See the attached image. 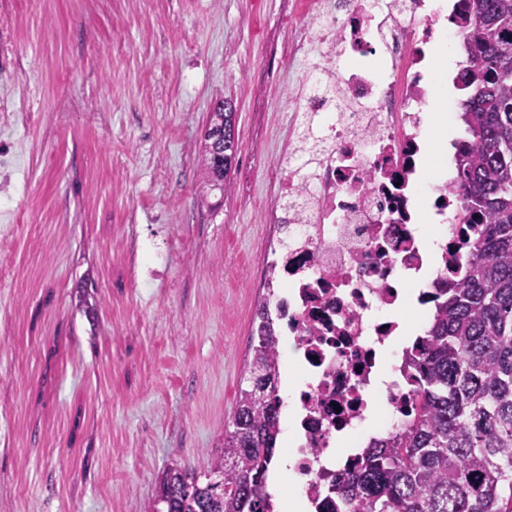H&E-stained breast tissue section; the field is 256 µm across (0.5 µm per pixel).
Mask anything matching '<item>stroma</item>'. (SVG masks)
<instances>
[{
	"instance_id": "obj_1",
	"label": "stroma",
	"mask_w": 512,
	"mask_h": 512,
	"mask_svg": "<svg viewBox=\"0 0 512 512\" xmlns=\"http://www.w3.org/2000/svg\"><path fill=\"white\" fill-rule=\"evenodd\" d=\"M289 2L0 0V512H153L167 467L220 455L320 60L289 59ZM221 98L223 192L197 154Z\"/></svg>"
}]
</instances>
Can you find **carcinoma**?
Wrapping results in <instances>:
<instances>
[{
	"mask_svg": "<svg viewBox=\"0 0 512 512\" xmlns=\"http://www.w3.org/2000/svg\"><path fill=\"white\" fill-rule=\"evenodd\" d=\"M456 25L473 45L458 73L467 97L456 193L462 220L478 228L457 282L433 290L429 326L406 350L415 412L332 482L334 512H512V0H462ZM234 116L217 101L200 151L206 185L222 191ZM278 374L266 324L223 454L202 475L167 467L154 512H273L264 487L281 432Z\"/></svg>",
	"mask_w": 512,
	"mask_h": 512,
	"instance_id": "cac0c4a2",
	"label": "carcinoma"
}]
</instances>
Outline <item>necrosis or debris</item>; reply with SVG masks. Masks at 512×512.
Masks as SVG:
<instances>
[{
	"instance_id": "1",
	"label": "necrosis or debris",
	"mask_w": 512,
	"mask_h": 512,
	"mask_svg": "<svg viewBox=\"0 0 512 512\" xmlns=\"http://www.w3.org/2000/svg\"><path fill=\"white\" fill-rule=\"evenodd\" d=\"M447 13V0H312L304 39L288 47L292 56L325 48L305 109L321 117L331 147L311 170L289 160L282 192L309 207L274 220L261 286L276 344L305 378L291 411L300 438L294 474L312 512L357 458L371 407L384 410L387 431L413 411L415 385L404 365L396 367L400 381L373 390L403 334L409 282L427 269L454 279L468 252L473 227L459 222L456 193L423 195L418 170L434 90L430 63L449 36L440 25ZM328 70L359 111L338 119L322 105ZM425 208L443 230L435 253L417 229ZM331 455L335 465H325Z\"/></svg>"
}]
</instances>
